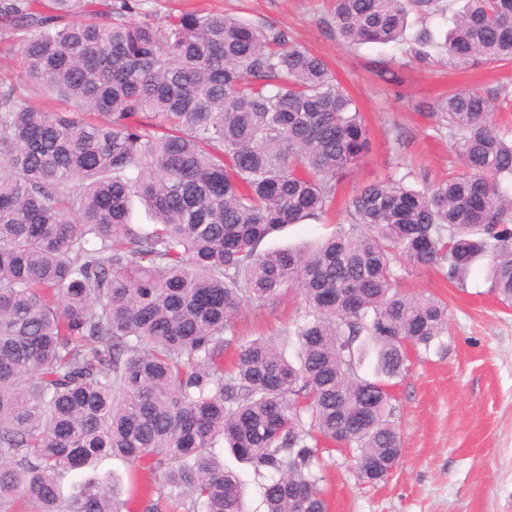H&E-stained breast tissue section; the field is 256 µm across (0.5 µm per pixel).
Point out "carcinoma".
<instances>
[{
    "mask_svg": "<svg viewBox=\"0 0 512 512\" xmlns=\"http://www.w3.org/2000/svg\"><path fill=\"white\" fill-rule=\"evenodd\" d=\"M144 2L0 0L23 87L64 106L38 112L0 79V512H246L219 438L271 475L266 512H328L322 454L354 448L367 483L361 465L400 458L391 380L448 328L447 305L404 294L399 270L462 285L486 259L512 299V133L489 95L452 91L427 115L461 170L355 185L349 229L263 252L331 209L372 149L364 116L284 32L197 10L162 25ZM452 2L336 0L328 24L354 48L400 42L412 11L441 16L444 40L421 28L415 61H512V0ZM133 197L154 224L130 223ZM290 292L296 364L237 329L245 303ZM103 455L151 463L159 487L123 500L89 480L63 498L60 477Z\"/></svg>",
    "mask_w": 512,
    "mask_h": 512,
    "instance_id": "carcinoma-1",
    "label": "carcinoma"
}]
</instances>
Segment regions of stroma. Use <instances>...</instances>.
I'll return each instance as SVG.
<instances>
[{"label":"stroma","mask_w":512,"mask_h":512,"mask_svg":"<svg viewBox=\"0 0 512 512\" xmlns=\"http://www.w3.org/2000/svg\"><path fill=\"white\" fill-rule=\"evenodd\" d=\"M334 2L148 0L147 7L161 21L184 9L228 13L283 30L326 59L358 100L372 133L373 148L353 182H368L398 165L411 171L419 187L447 175L457 159L427 117L429 106L458 87L485 93L512 88V63L458 68L438 58L422 66L402 44L346 47L324 24ZM347 203V194H339L323 221L288 225L265 239L262 249L312 243L349 226ZM401 287L446 302L448 330L430 351L414 353L393 382V420L402 438L396 469L371 486L358 480L354 452H334L325 472L329 512H512V303L491 290L480 264L462 286L437 269H410ZM300 305L291 293L274 307L247 306L238 322L241 338L265 337L296 360L286 328ZM214 453L240 477L248 512H264L261 477L225 443H217ZM129 472L125 458L101 457L65 474L60 491L70 497L90 478L124 483Z\"/></svg>","instance_id":"obj_1"}]
</instances>
